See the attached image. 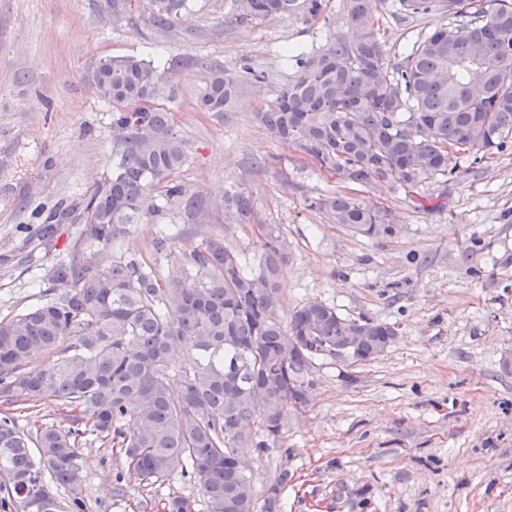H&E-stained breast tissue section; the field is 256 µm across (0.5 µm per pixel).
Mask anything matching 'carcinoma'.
<instances>
[{"label": "carcinoma", "mask_w": 512, "mask_h": 512, "mask_svg": "<svg viewBox=\"0 0 512 512\" xmlns=\"http://www.w3.org/2000/svg\"><path fill=\"white\" fill-rule=\"evenodd\" d=\"M154 23L167 28L188 0H155ZM371 0H347L349 38L332 35L313 51L290 49L297 69L272 106L256 121L272 138L326 173L366 185L376 179L415 187L448 172L443 146L458 145L472 162L501 150L512 133V0H398L409 15L440 13L448 22L419 38L401 61H387ZM236 21L284 16L317 18L324 0H233ZM197 93L200 111L221 119L240 101L247 76L224 65L205 66ZM92 83L112 105V151L107 170L80 213L62 205L39 230L53 243L57 225L75 224L78 238L96 246L89 258L54 263L45 298L0 321V398L59 402L92 422L102 441L120 438L128 468L144 481L165 479L175 466L201 487L208 512H278L288 473L266 490L263 502L243 492L250 468L233 452L256 440L265 449L282 435L288 410L307 403L301 374L311 359L329 353L355 325L371 331L355 358L381 353L388 323L356 321L317 301L297 307L288 323L278 316L280 272L288 245L262 225L260 251L244 266L224 238L210 234L160 277L112 250L130 226L176 201L200 216L196 196L175 182L188 161L169 110L175 88L166 71L134 57L99 61ZM332 224L370 238L392 236L385 210L354 194L311 203ZM218 207L225 223L255 224L250 196L224 191ZM286 336H312L317 344L287 350ZM187 355L174 395L172 351ZM48 365L26 369L35 355ZM80 429L54 425L34 433L0 417V492L17 512H61L53 487L83 510L84 483L72 436Z\"/></svg>", "instance_id": "1"}]
</instances>
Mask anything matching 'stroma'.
<instances>
[{
    "label": "stroma",
    "mask_w": 512,
    "mask_h": 512,
    "mask_svg": "<svg viewBox=\"0 0 512 512\" xmlns=\"http://www.w3.org/2000/svg\"><path fill=\"white\" fill-rule=\"evenodd\" d=\"M125 3L116 22L106 0H0V320L38 302L47 269L73 241L63 224L33 263L2 256L34 237L56 204L82 202L106 169L112 107L92 85L93 68L120 56L159 62L177 88L174 126L189 148L176 180L207 207L191 224L168 203L134 225L117 253L164 274L203 235L221 234L252 259L255 226L225 230L212 206L237 185L260 222L288 241L281 319L318 301L397 331L372 360H312L302 375L308 401L289 412L282 436L240 451L254 493L284 471L281 512H512V136L506 150L477 164L457 160L453 174L414 189L342 182L271 139L254 115L295 78L285 49L347 34L346 0H326L318 19L242 25L231 20V0H190L165 31L152 23L153 0ZM373 14L392 64L442 21L401 14L394 0H374ZM213 61L267 76L221 120L196 108ZM332 193L384 208L398 232L373 239L329 223L310 202ZM164 233L169 246L155 251ZM76 442L86 512H165L177 496L207 512L199 485L180 472L151 484L129 470L117 443L87 433Z\"/></svg>",
    "instance_id": "obj_1"
}]
</instances>
